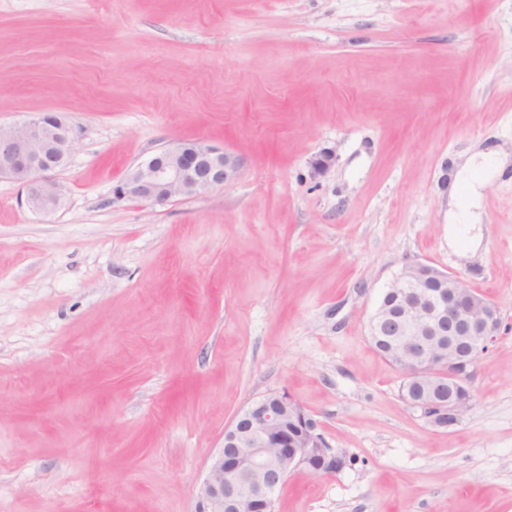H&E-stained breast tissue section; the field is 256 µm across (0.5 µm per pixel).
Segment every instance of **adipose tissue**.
<instances>
[{
  "label": "adipose tissue",
  "mask_w": 512,
  "mask_h": 512,
  "mask_svg": "<svg viewBox=\"0 0 512 512\" xmlns=\"http://www.w3.org/2000/svg\"><path fill=\"white\" fill-rule=\"evenodd\" d=\"M511 162L512 153L501 146L485 147L460 155L450 188L449 243H456L462 233L479 224L484 181L501 175Z\"/></svg>",
  "instance_id": "1"
}]
</instances>
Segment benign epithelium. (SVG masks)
<instances>
[{
	"mask_svg": "<svg viewBox=\"0 0 512 512\" xmlns=\"http://www.w3.org/2000/svg\"><path fill=\"white\" fill-rule=\"evenodd\" d=\"M74 129L61 115L42 113L12 126L0 125V180L22 188V204L39 214L59 202L49 173L67 163ZM238 159L203 142H177L131 168L112 189L116 200L162 204L224 185ZM409 289L413 301L391 313L378 304L369 321L372 336L394 335L392 350L412 385L406 400L436 429L456 425L470 403L475 366L501 326L499 306L472 289L459 274L418 262L404 266L387 292ZM297 403L271 393L254 401L224 430V446L201 483L195 512H273L288 475L303 467L313 474L336 471L335 456L305 433L288 440V409Z\"/></svg>",
	"mask_w": 512,
	"mask_h": 512,
	"instance_id": "7a95c632",
	"label": "benign epithelium"
}]
</instances>
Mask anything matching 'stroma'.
<instances>
[{
	"label": "stroma",
	"mask_w": 512,
	"mask_h": 512,
	"mask_svg": "<svg viewBox=\"0 0 512 512\" xmlns=\"http://www.w3.org/2000/svg\"><path fill=\"white\" fill-rule=\"evenodd\" d=\"M43 112L77 140L53 213L0 182V512H194L269 393L346 458L290 473L274 512H512V167L471 255L447 187L512 145V0H0V124ZM176 141L236 176L113 199ZM415 262L502 313L448 430L367 333Z\"/></svg>",
	"instance_id": "35a3bbf8"
}]
</instances>
